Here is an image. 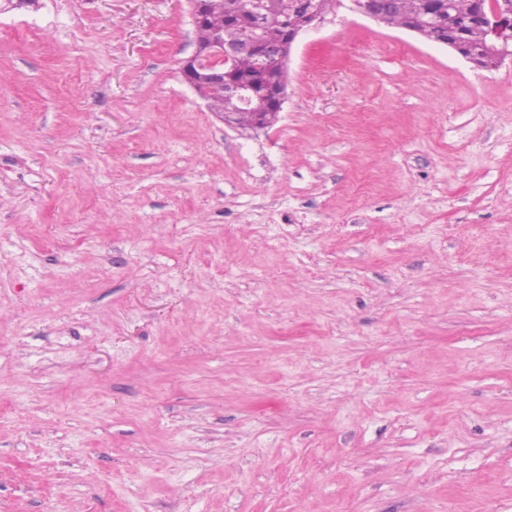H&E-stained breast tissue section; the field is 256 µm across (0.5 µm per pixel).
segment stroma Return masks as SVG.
Listing matches in <instances>:
<instances>
[{
  "label": "stroma",
  "mask_w": 512,
  "mask_h": 512,
  "mask_svg": "<svg viewBox=\"0 0 512 512\" xmlns=\"http://www.w3.org/2000/svg\"><path fill=\"white\" fill-rule=\"evenodd\" d=\"M189 0H0V512H512V60L338 9L264 130Z\"/></svg>",
  "instance_id": "35a3bbf8"
}]
</instances>
